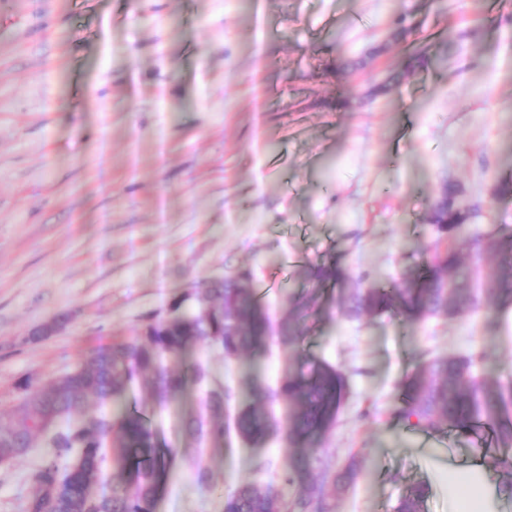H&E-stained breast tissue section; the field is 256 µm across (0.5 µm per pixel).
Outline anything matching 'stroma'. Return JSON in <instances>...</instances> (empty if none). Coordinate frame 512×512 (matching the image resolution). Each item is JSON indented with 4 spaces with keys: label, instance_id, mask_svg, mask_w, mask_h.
<instances>
[{
    "label": "stroma",
    "instance_id": "obj_1",
    "mask_svg": "<svg viewBox=\"0 0 512 512\" xmlns=\"http://www.w3.org/2000/svg\"><path fill=\"white\" fill-rule=\"evenodd\" d=\"M421 41L426 64L389 82ZM509 174L512 0H0V410L195 285L251 270L275 329L316 286L310 268L334 264L345 279L319 288L299 347L272 338L251 356L195 348L187 361L206 360L234 409L250 382L276 387L308 357L344 374L315 455L333 471L352 453L364 463L334 512H390L419 482L427 512H472L463 477L493 446L396 417L399 385L422 362L471 354L475 377L512 384V306L351 319L342 299L446 247L427 222L445 182L474 235L512 226V198L493 199ZM51 454L0 468V512H23ZM261 461L281 486L284 439L187 450L154 512H222Z\"/></svg>",
    "mask_w": 512,
    "mask_h": 512
}]
</instances>
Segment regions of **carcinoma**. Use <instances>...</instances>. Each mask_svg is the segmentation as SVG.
Here are the masks:
<instances>
[{
  "label": "carcinoma",
  "mask_w": 512,
  "mask_h": 512,
  "mask_svg": "<svg viewBox=\"0 0 512 512\" xmlns=\"http://www.w3.org/2000/svg\"><path fill=\"white\" fill-rule=\"evenodd\" d=\"M459 193L448 183L433 204V227L438 235L462 242L473 239L480 250L501 252L508 265L485 280L483 293L470 286L471 268L452 247L435 251L431 260L388 287L354 291L346 308L350 317L364 313H397L422 317H448L478 310L482 298L488 306L512 304V232L483 241L469 232L468 216L454 207ZM310 276L321 284L342 280L338 268L320 265ZM252 273L244 269L232 277L207 283L195 291L196 306L171 305L165 318L147 322L137 335L94 350L57 381L29 384L26 394L8 411H0V467L27 456L37 444L54 449L53 457L30 478L25 512H153L160 480L183 447L224 444V404L231 391L211 377L207 365L184 361L191 347H217L227 360L259 352L267 341V318L246 286ZM318 294L307 292L295 312L281 324L277 339L284 346L300 340L299 322L318 305ZM475 357L434 359L400 384L404 407L397 415L424 431L484 432L496 447L512 450V404L501 385L472 375ZM193 383L204 389L199 411L184 417L179 434L184 446L160 447L153 425L156 408L179 401ZM150 400L129 405L133 388ZM345 378L327 363L308 370L290 369L272 397L288 401L293 411L281 426L253 385L256 400L239 410L234 430L244 441L260 443L274 434L288 442L285 483H296L287 497L271 484L244 481L224 498V512H333L331 499L359 475L362 458L353 454L332 475L316 466L312 445L334 425L341 408ZM112 404V414L89 411V400ZM498 493L512 499V462ZM431 495L423 482L401 495L392 512H425Z\"/></svg>",
  "instance_id": "obj_1"
}]
</instances>
